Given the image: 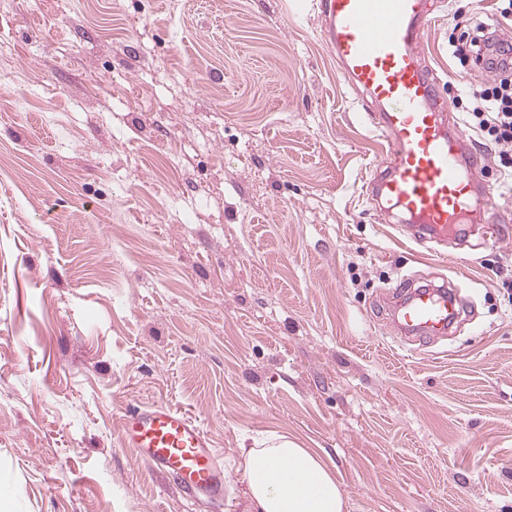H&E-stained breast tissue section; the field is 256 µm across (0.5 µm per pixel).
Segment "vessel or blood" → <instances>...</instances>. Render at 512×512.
I'll use <instances>...</instances> for the list:
<instances>
[{
  "instance_id": "vessel-or-blood-1",
  "label": "vessel or blood",
  "mask_w": 512,
  "mask_h": 512,
  "mask_svg": "<svg viewBox=\"0 0 512 512\" xmlns=\"http://www.w3.org/2000/svg\"><path fill=\"white\" fill-rule=\"evenodd\" d=\"M324 40L347 83L367 93L372 122L386 138V159L375 182L393 208L406 214L419 242L444 244L462 229L472 208L495 212L492 190H479L480 161L448 119L452 106L420 56L433 13L426 0H318ZM393 323L407 341L447 338L469 313L460 285H415L393 293ZM126 447L186 496L224 498L227 477L202 426L179 408L133 406L121 419Z\"/></svg>"
}]
</instances>
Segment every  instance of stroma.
<instances>
[{
    "label": "stroma",
    "mask_w": 512,
    "mask_h": 512,
    "mask_svg": "<svg viewBox=\"0 0 512 512\" xmlns=\"http://www.w3.org/2000/svg\"><path fill=\"white\" fill-rule=\"evenodd\" d=\"M317 0H0V483L12 512H253L241 449L332 467L347 512H512V183L499 242L417 244L365 188L385 141ZM454 55L496 0H433ZM194 221H186L189 211ZM460 282L474 316L404 349L385 291ZM202 425L230 480L185 496L122 444L133 405Z\"/></svg>",
    "instance_id": "1"
}]
</instances>
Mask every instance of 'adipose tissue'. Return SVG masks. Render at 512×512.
Listing matches in <instances>:
<instances>
[{"mask_svg":"<svg viewBox=\"0 0 512 512\" xmlns=\"http://www.w3.org/2000/svg\"><path fill=\"white\" fill-rule=\"evenodd\" d=\"M254 512H344L346 499L330 467L313 449L284 434L245 448L238 463Z\"/></svg>","mask_w":512,"mask_h":512,"instance_id":"adipose-tissue-1","label":"adipose tissue"}]
</instances>
